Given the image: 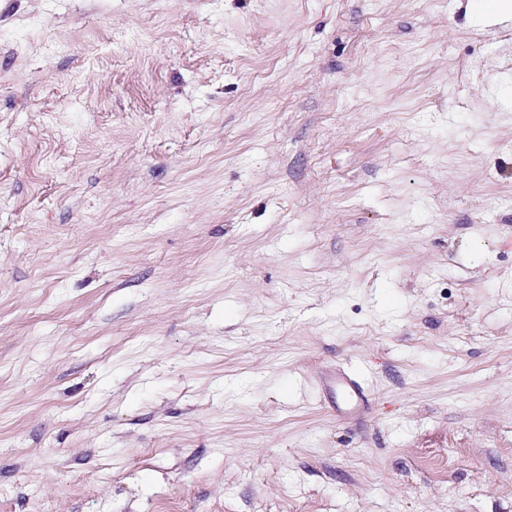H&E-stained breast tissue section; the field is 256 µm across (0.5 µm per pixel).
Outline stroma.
Returning <instances> with one entry per match:
<instances>
[{
  "label": "stroma",
  "mask_w": 512,
  "mask_h": 512,
  "mask_svg": "<svg viewBox=\"0 0 512 512\" xmlns=\"http://www.w3.org/2000/svg\"><path fill=\"white\" fill-rule=\"evenodd\" d=\"M467 3L0 0V512H512ZM323 384L332 397L334 395L342 397V403L349 413L355 414L361 409L365 391L357 378H352L342 371L336 370L324 377Z\"/></svg>",
  "instance_id": "35a3bbf8"
}]
</instances>
